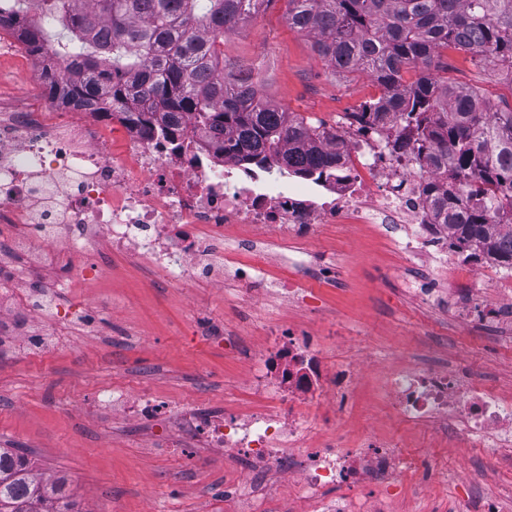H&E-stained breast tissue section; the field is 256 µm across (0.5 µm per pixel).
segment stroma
Returning a JSON list of instances; mask_svg holds the SVG:
<instances>
[{"instance_id":"stroma-1","label":"stroma","mask_w":512,"mask_h":512,"mask_svg":"<svg viewBox=\"0 0 512 512\" xmlns=\"http://www.w3.org/2000/svg\"><path fill=\"white\" fill-rule=\"evenodd\" d=\"M220 50L228 71L250 69L264 98L313 125L334 127L341 114L381 92L368 74L332 73L312 38L289 27L286 0H267L258 15L225 34ZM32 66L11 36L0 34V101L45 106V91L28 86ZM437 74L477 88L489 111L512 106V85L493 77L491 63L445 53ZM313 248L335 259L340 272L333 285L304 279L315 295L313 310L276 302L237 313L226 306L221 286L201 281L174 288L141 260L113 253L98 277L73 281L60 296L69 305L100 306L105 319L91 327L78 321L65 326L74 340L69 348L31 354L20 344L0 352V448L21 449L44 474L66 475L84 512H149L155 506L164 512H226L223 455L151 450L157 429L96 412L94 405L103 391L121 386L146 388L160 399L201 404L218 413L248 409V360L209 334L234 319L243 323L242 344L253 350L265 342L266 320L307 326L318 317L340 320L347 335L327 343L328 356L349 363L382 355L383 373L403 368L426 337L451 336L464 363L495 371L502 388H512V361L489 346L512 333L471 336L451 316L401 294L403 260L373 225L327 232ZM383 373L369 374L358 386L360 411L345 426L348 440L357 441L369 427L415 455L445 454L453 473L445 482L414 474L407 493L390 500L387 512H432L451 502L458 485L469 480L493 488L496 474L453 440L383 415Z\"/></svg>"}]
</instances>
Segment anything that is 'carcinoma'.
<instances>
[{
  "instance_id": "1",
  "label": "carcinoma",
  "mask_w": 512,
  "mask_h": 512,
  "mask_svg": "<svg viewBox=\"0 0 512 512\" xmlns=\"http://www.w3.org/2000/svg\"><path fill=\"white\" fill-rule=\"evenodd\" d=\"M267 0H95L97 28L80 0H0V21L30 50L53 41L72 59L66 86L53 73L44 85L54 97L90 102L109 97L111 111L151 124L131 107L149 100L157 111L190 114L196 128L224 136V154L246 165L271 163L303 176L336 169V129L312 126L262 99L252 71L226 75L217 40L259 13ZM56 21L51 36L30 20ZM288 25L314 37L333 73L370 74L382 87L359 106L368 125L402 120L399 136L422 167L445 171L437 196L448 207V229L462 241L487 245L512 266V228L490 235L491 212L512 215V107L488 112L478 90L433 75L442 51L512 64V0H288ZM414 68L412 84L403 72ZM471 190L475 209L454 211L455 187ZM0 512H81L67 479L34 478L25 454L0 452Z\"/></svg>"
}]
</instances>
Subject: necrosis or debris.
I'll return each mask as SVG.
<instances>
[{
  "mask_svg": "<svg viewBox=\"0 0 512 512\" xmlns=\"http://www.w3.org/2000/svg\"><path fill=\"white\" fill-rule=\"evenodd\" d=\"M169 122L156 113L147 130L74 102L55 100L41 110L0 102V223L14 254L31 269L37 256L47 257L61 289L97 274L98 263L85 257L103 245L144 258L177 288L229 278L234 302L253 307L274 298L306 307L311 292L274 281L271 261L332 283L334 265L309 247L325 226L402 224L395 248L426 266L402 277L406 295L452 308L468 329L490 320L512 327V269L449 231L425 192L444 177L421 167L412 146H398L399 122L370 127L345 116L336 124L340 165L303 180L238 163L221 139L196 133L190 115L170 135ZM231 224L243 225L247 240L226 238ZM487 288L496 289L494 300L484 297ZM42 304L57 321L47 337L58 348L70 343L59 327L97 319L96 308L73 311L45 301L39 287L21 294L0 282V342L24 335L26 314ZM265 336V346L247 354L255 403L246 412L218 416L145 389L115 388L99 404L175 428L180 445L201 442L221 452L224 500L233 512H263L290 487L299 512H380L417 470L447 472L440 456L416 458L368 429L360 446L346 444L342 428L354 414L362 369L333 364L325 354L327 341L344 336L340 323L271 322ZM385 388L390 417L435 427L478 456L512 463V397L492 379L460 362L415 354Z\"/></svg>",
  "mask_w": 512,
  "mask_h": 512,
  "instance_id": "obj_1",
  "label": "necrosis or debris"
}]
</instances>
